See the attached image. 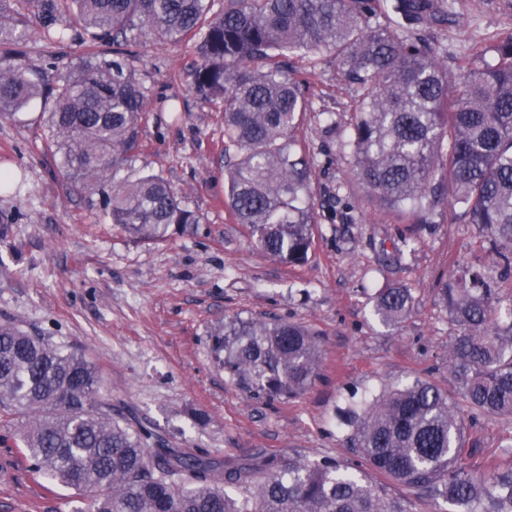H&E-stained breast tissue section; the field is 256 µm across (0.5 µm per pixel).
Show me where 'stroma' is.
<instances>
[{
  "label": "stroma",
  "instance_id": "stroma-1",
  "mask_svg": "<svg viewBox=\"0 0 512 512\" xmlns=\"http://www.w3.org/2000/svg\"><path fill=\"white\" fill-rule=\"evenodd\" d=\"M454 22L435 37L449 56L489 47L512 33V0H453ZM59 38L30 24L22 49L44 86L57 83L86 52V36L60 19ZM147 99L141 149L115 180L161 175L201 222L144 243L112 224L99 195L72 186L48 146L40 96L0 117V323L11 322L83 354L98 370L99 397L113 412L152 431L165 446L235 466L254 456L286 464L335 459L358 469L338 419L348 404L425 379L456 397L448 348L457 334L438 290L457 266H483L487 243L459 209L439 207L412 224L368 194L340 148L353 93L332 53L317 62L296 53L292 69L313 68L310 109L295 132L312 153L315 198L338 187L353 223L318 213L306 264L289 266L260 250L225 204L224 116L193 89L192 44L138 38L125 54ZM410 290L414 308L395 326L374 315L376 289ZM233 317L296 321L319 335L320 375L303 395L253 396L224 373L216 333ZM473 472L512 467L511 415L467 421ZM88 495L49 483L29 468L0 428V512H90Z\"/></svg>",
  "mask_w": 512,
  "mask_h": 512
}]
</instances>
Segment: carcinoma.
<instances>
[{
    "mask_svg": "<svg viewBox=\"0 0 512 512\" xmlns=\"http://www.w3.org/2000/svg\"><path fill=\"white\" fill-rule=\"evenodd\" d=\"M0 0V46L24 40L36 19L57 34L58 0ZM95 40L121 46L141 35L196 42L194 88L223 103L228 206L264 252L289 265L309 260L317 224L312 158L292 132L307 111L304 75L284 57L335 54L354 94L341 147L365 187L413 224H431L446 203L488 237L494 262L512 269V33L491 48L443 60L430 32L452 22L450 0H65ZM390 5L404 35L380 22ZM494 53V62L486 60ZM41 95L15 56L0 57V115ZM143 93L118 52L91 53L53 93L50 144L68 175L102 196L112 223L140 241L200 223L168 182L148 174L109 183L107 173L139 147ZM458 327L448 369L452 399L428 381L383 392L347 412L350 440L369 469L411 495L456 512H512V468L488 476L463 466L464 414L512 415V321L493 317L496 297L480 272L440 288ZM413 297L381 288L374 314L386 325L410 315ZM224 373L268 399L305 393L319 375L315 333L286 320L233 318L215 338ZM84 356L0 323V426L13 429L31 471L89 493L92 512H408L370 478L336 463L293 460L277 470L260 458L228 468L152 441L98 398Z\"/></svg>",
    "mask_w": 512,
    "mask_h": 512,
    "instance_id": "carcinoma-1",
    "label": "carcinoma"
}]
</instances>
